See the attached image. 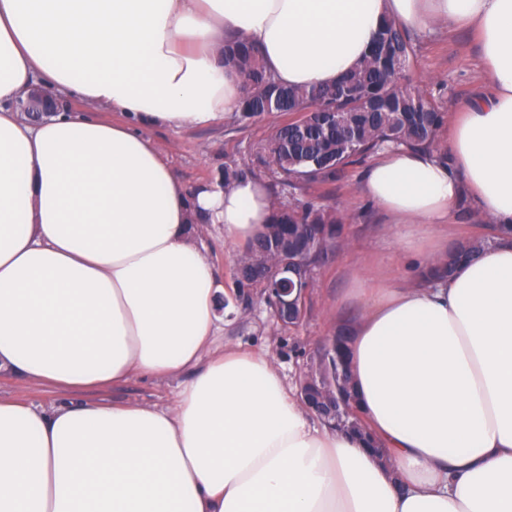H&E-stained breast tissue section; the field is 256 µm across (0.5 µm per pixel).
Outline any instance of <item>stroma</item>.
Wrapping results in <instances>:
<instances>
[{"instance_id": "stroma-1", "label": "stroma", "mask_w": 512, "mask_h": 512, "mask_svg": "<svg viewBox=\"0 0 512 512\" xmlns=\"http://www.w3.org/2000/svg\"><path fill=\"white\" fill-rule=\"evenodd\" d=\"M419 48L412 58L409 77L425 88L447 112L470 98L486 75L480 63V47L466 28L447 24L419 33ZM273 112L244 121L239 116L224 123L179 132L157 128L153 131L159 149L170 159L176 174L188 185L221 178L225 165L247 163L252 149L265 138L270 128L283 122ZM365 164L349 167L335 183L311 187V195L336 208L345 225L346 239L316 275L312 307L296 327L283 329L270 316L264 303L233 309L225 317L217 343L241 346L268 353L288 387H295L302 358L320 351L341 316V298L354 268L366 265L375 255L396 248L387 234L379 208L362 192ZM176 380L135 378L123 386L104 391L116 401H140L165 408L172 404Z\"/></svg>"}]
</instances>
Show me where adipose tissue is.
I'll list each match as a JSON object with an SVG mask.
<instances>
[{"label":"adipose tissue","mask_w":512,"mask_h":512,"mask_svg":"<svg viewBox=\"0 0 512 512\" xmlns=\"http://www.w3.org/2000/svg\"><path fill=\"white\" fill-rule=\"evenodd\" d=\"M386 18L471 28L487 81L444 149L364 172L398 244L347 293L383 465L266 354L214 348L224 279L197 226L247 247L273 200L250 174L187 187L151 132L239 111L225 42L282 84L332 85ZM39 88L81 111L30 119ZM463 196L496 242L426 279ZM1 372L56 398H0V512H512V0H0ZM135 376L181 377L172 406L85 399Z\"/></svg>","instance_id":"obj_1"}]
</instances>
